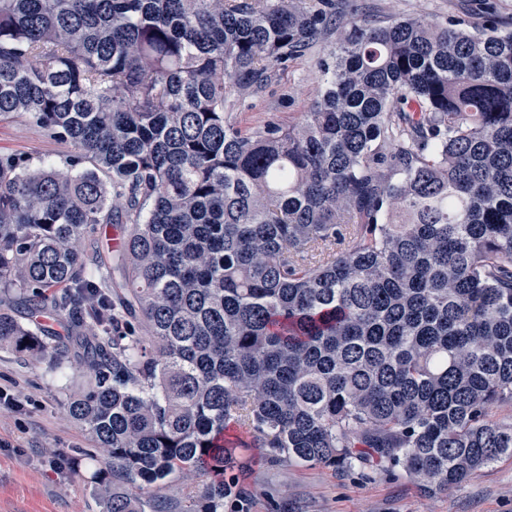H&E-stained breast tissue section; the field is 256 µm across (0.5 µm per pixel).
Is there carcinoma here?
Returning <instances> with one entry per match:
<instances>
[{"instance_id": "obj_1", "label": "carcinoma", "mask_w": 512, "mask_h": 512, "mask_svg": "<svg viewBox=\"0 0 512 512\" xmlns=\"http://www.w3.org/2000/svg\"><path fill=\"white\" fill-rule=\"evenodd\" d=\"M331 31L305 122L239 128L230 92ZM17 116L76 154L65 173L0 157V345L57 369L80 350L66 405L106 512H249L253 448L426 494L512 457L490 418L512 402V22L0 0ZM170 478L184 502L145 494Z\"/></svg>"}]
</instances>
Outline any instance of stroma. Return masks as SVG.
Instances as JSON below:
<instances>
[{
  "label": "stroma",
  "mask_w": 512,
  "mask_h": 512,
  "mask_svg": "<svg viewBox=\"0 0 512 512\" xmlns=\"http://www.w3.org/2000/svg\"><path fill=\"white\" fill-rule=\"evenodd\" d=\"M359 15L378 19L418 18L447 22L469 15L481 22L480 0H357ZM336 47L335 37L275 65L270 81L248 94H230L232 115L244 129L266 123L303 121L325 88L322 60ZM73 146L21 118L0 121V157L65 167ZM78 354L63 374L49 359L31 361L0 348V512H105L92 459L91 435L68 414L67 391L81 379ZM251 512H270L272 502L288 512H512V458L476 472L461 487L429 496L387 468L359 470L293 462L270 465L254 457L247 475Z\"/></svg>",
  "instance_id": "1"
}]
</instances>
